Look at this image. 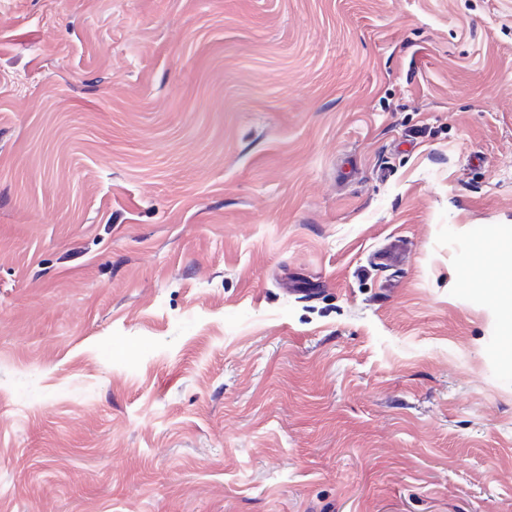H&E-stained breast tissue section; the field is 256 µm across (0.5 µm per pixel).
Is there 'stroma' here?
I'll list each match as a JSON object with an SVG mask.
<instances>
[{
    "instance_id": "obj_1",
    "label": "stroma",
    "mask_w": 512,
    "mask_h": 512,
    "mask_svg": "<svg viewBox=\"0 0 512 512\" xmlns=\"http://www.w3.org/2000/svg\"><path fill=\"white\" fill-rule=\"evenodd\" d=\"M509 236L512 0H0V512H512Z\"/></svg>"
}]
</instances>
